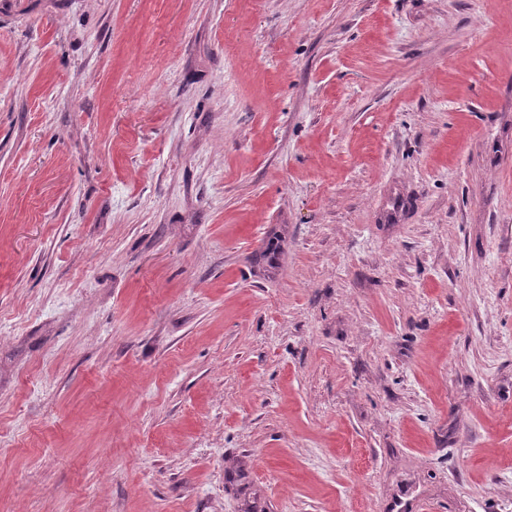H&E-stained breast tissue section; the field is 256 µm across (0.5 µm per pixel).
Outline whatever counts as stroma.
Segmentation results:
<instances>
[{
	"label": "stroma",
	"instance_id": "obj_1",
	"mask_svg": "<svg viewBox=\"0 0 512 512\" xmlns=\"http://www.w3.org/2000/svg\"><path fill=\"white\" fill-rule=\"evenodd\" d=\"M0 512H512V0H0Z\"/></svg>",
	"mask_w": 512,
	"mask_h": 512
}]
</instances>
